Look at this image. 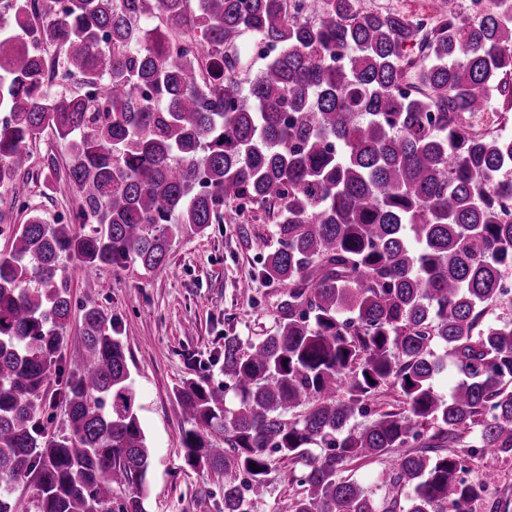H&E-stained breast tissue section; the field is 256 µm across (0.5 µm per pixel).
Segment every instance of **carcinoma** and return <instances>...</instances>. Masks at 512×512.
<instances>
[{
  "label": "carcinoma",
  "mask_w": 512,
  "mask_h": 512,
  "mask_svg": "<svg viewBox=\"0 0 512 512\" xmlns=\"http://www.w3.org/2000/svg\"><path fill=\"white\" fill-rule=\"evenodd\" d=\"M437 2L426 27L357 0H12L0 190L23 195L17 160L49 130L81 206L70 224L31 215L0 252V512H147L126 343L88 306L68 346L61 276L154 270L175 236L224 220L275 224L262 276L288 301L269 333L224 337L234 407L203 379L174 388L184 457L224 478L222 512H251L242 478L263 483L274 453L302 466L286 512H379L344 472L389 453L385 512L482 500L491 477L462 478L468 459L512 454V316L488 320L512 307V138L468 120L512 76V0L464 17ZM32 30L80 93L50 96ZM258 43L277 49L259 67ZM56 373L67 424L48 437Z\"/></svg>",
  "instance_id": "obj_1"
}]
</instances>
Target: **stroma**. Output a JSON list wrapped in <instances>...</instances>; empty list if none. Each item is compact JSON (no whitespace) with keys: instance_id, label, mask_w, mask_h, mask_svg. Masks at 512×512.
I'll list each match as a JSON object with an SVG mask.
<instances>
[{"instance_id":"obj_1","label":"stroma","mask_w":512,"mask_h":512,"mask_svg":"<svg viewBox=\"0 0 512 512\" xmlns=\"http://www.w3.org/2000/svg\"><path fill=\"white\" fill-rule=\"evenodd\" d=\"M507 83L508 90L472 118L474 131L512 137V77ZM67 161V146L52 133L27 147L18 167L27 179L26 195L18 201L0 193V211L11 218L0 229V252L8 248L13 226L26 220L28 208L39 209L51 222L72 219L80 200L66 183ZM259 238L275 243L273 225L213 224L204 235L176 238L166 266L153 271L132 263L91 274L71 264L65 268L72 302L70 344L81 341L86 304L111 316L127 343L138 416L152 456L148 512H220L224 506L223 478L198 474L183 458L181 437L188 423L172 389L187 377L223 386L225 337L246 342L274 327L286 290L263 278V255L255 246ZM298 478L277 459L264 483L243 484L242 492L252 512H281L300 493Z\"/></svg>"}]
</instances>
